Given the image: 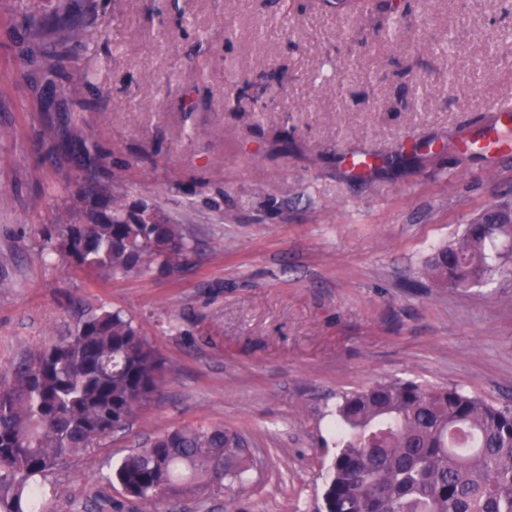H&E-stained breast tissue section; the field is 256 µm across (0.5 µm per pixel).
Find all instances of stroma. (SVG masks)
<instances>
[{
	"label": "stroma",
	"mask_w": 512,
	"mask_h": 512,
	"mask_svg": "<svg viewBox=\"0 0 512 512\" xmlns=\"http://www.w3.org/2000/svg\"><path fill=\"white\" fill-rule=\"evenodd\" d=\"M145 4L77 0L89 47L48 77L19 0H0V373L100 308L132 318L166 373L129 429L48 477L46 512H325L343 395L412 380L512 407V276L462 289L425 272L512 204V156L479 142L512 103V0H399V28L324 0ZM88 174L183 226L180 268L89 278L56 255L59 189ZM201 424L254 448L244 492L198 480L152 504L108 482L131 450Z\"/></svg>",
	"instance_id": "obj_1"
}]
</instances>
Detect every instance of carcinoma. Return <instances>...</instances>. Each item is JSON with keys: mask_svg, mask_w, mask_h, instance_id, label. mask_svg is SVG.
Instances as JSON below:
<instances>
[{"mask_svg": "<svg viewBox=\"0 0 512 512\" xmlns=\"http://www.w3.org/2000/svg\"><path fill=\"white\" fill-rule=\"evenodd\" d=\"M73 0H24L23 21L50 68L89 45L68 22ZM69 219L54 249L86 273L172 270L189 250L184 229L146 203L130 205L112 184L70 191ZM511 224L479 217L431 258L429 274L466 287L512 274ZM163 361L120 311L82 318L0 381V512H38L47 474L125 430L164 385ZM338 451L326 512H512V407L457 387L381 381L336 406ZM253 464L246 440L224 426L174 428L126 455L111 471L130 497L159 501L187 478L243 490Z\"/></svg>", "mask_w": 512, "mask_h": 512, "instance_id": "carcinoma-1", "label": "carcinoma"}]
</instances>
